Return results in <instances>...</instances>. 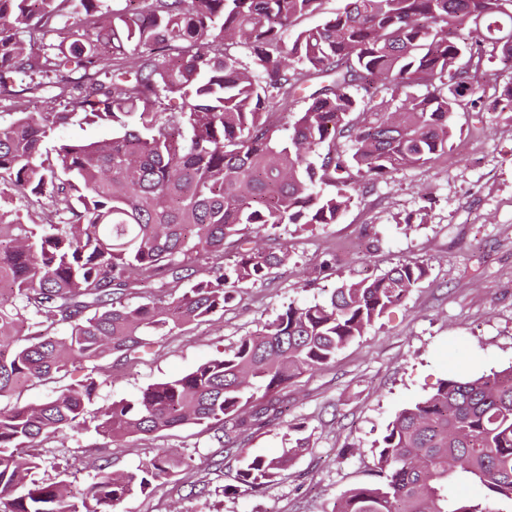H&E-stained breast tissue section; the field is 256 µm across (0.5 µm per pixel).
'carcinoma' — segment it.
Returning <instances> with one entry per match:
<instances>
[{
  "instance_id": "cac0c4a2",
  "label": "carcinoma",
  "mask_w": 512,
  "mask_h": 512,
  "mask_svg": "<svg viewBox=\"0 0 512 512\" xmlns=\"http://www.w3.org/2000/svg\"><path fill=\"white\" fill-rule=\"evenodd\" d=\"M127 2L111 14L104 0H0V94L16 74L28 92L57 89L61 105L0 124V198L41 208L36 221L0 206V398L77 363L93 373L107 356L142 358L149 337L224 310L240 284L288 259L285 248L250 246L245 230L334 224L358 182L447 151L462 132L457 113L512 112V81L490 96L479 85L485 62L512 63V0H344L304 29L299 19L322 0ZM290 113L282 136L278 117ZM74 122L112 137L44 147ZM231 238L238 259L226 266ZM426 274L405 262L325 301L290 303L223 356L131 400L89 411V375L39 405L0 408V512H115L182 465L161 448L130 471L99 466L80 489L31 480L41 459L30 449L68 430L92 424L116 438L214 423L234 448L277 418L294 379L331 363ZM147 284L153 298L129 304ZM26 328L31 338L17 343ZM303 450L298 440L279 456L247 455L237 481L259 489ZM373 477L336 512L512 503V366L447 378L402 409ZM471 484L483 499L462 492Z\"/></svg>"
}]
</instances>
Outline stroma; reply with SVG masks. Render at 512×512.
<instances>
[{
    "mask_svg": "<svg viewBox=\"0 0 512 512\" xmlns=\"http://www.w3.org/2000/svg\"><path fill=\"white\" fill-rule=\"evenodd\" d=\"M456 123L462 134L447 154L359 183L336 223L278 229L267 245L287 247V262L240 284L223 311L154 337L132 365L102 361L99 406L221 356L289 303L322 300L405 261L427 266L364 336L282 391L280 418L252 430L242 453L225 452L206 424L114 439L70 431L36 447V480L64 470L81 488L98 465L132 470L166 448L187 467L117 512H334L346 491L371 481L376 447L401 409L443 379L511 366L512 112H461ZM299 437L306 449L283 476L256 492L236 481L243 455L277 456Z\"/></svg>",
    "mask_w": 512,
    "mask_h": 512,
    "instance_id": "stroma-1",
    "label": "stroma"
}]
</instances>
